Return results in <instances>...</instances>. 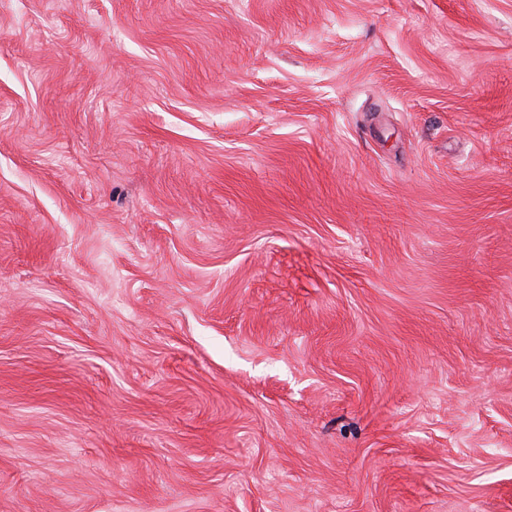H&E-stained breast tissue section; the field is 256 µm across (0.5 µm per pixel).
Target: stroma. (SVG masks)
<instances>
[{"label": "stroma", "instance_id": "obj_1", "mask_svg": "<svg viewBox=\"0 0 512 512\" xmlns=\"http://www.w3.org/2000/svg\"><path fill=\"white\" fill-rule=\"evenodd\" d=\"M0 512H512V0H0Z\"/></svg>", "mask_w": 512, "mask_h": 512}]
</instances>
